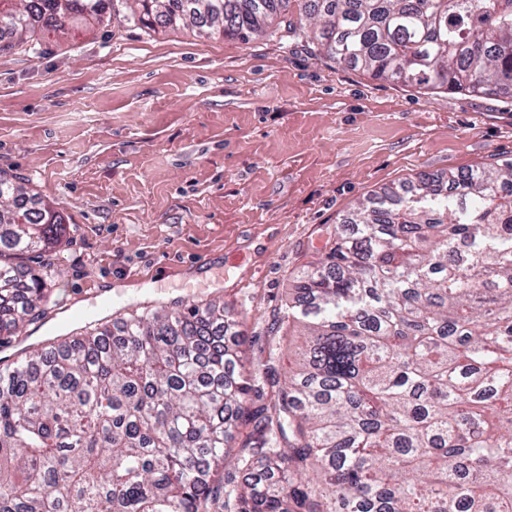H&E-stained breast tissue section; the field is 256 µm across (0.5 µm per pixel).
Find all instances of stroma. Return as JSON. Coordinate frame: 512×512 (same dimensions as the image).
Masks as SVG:
<instances>
[{
	"mask_svg": "<svg viewBox=\"0 0 512 512\" xmlns=\"http://www.w3.org/2000/svg\"><path fill=\"white\" fill-rule=\"evenodd\" d=\"M493 160L512 99L374 80L301 41L116 21L0 54V170L65 218L48 313L9 350L104 317L110 290L121 314L223 303L246 367L286 369L272 313L357 202Z\"/></svg>",
	"mask_w": 512,
	"mask_h": 512,
	"instance_id": "1",
	"label": "stroma"
}]
</instances>
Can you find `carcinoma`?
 Segmentation results:
<instances>
[{
  "label": "carcinoma",
  "instance_id": "carcinoma-1",
  "mask_svg": "<svg viewBox=\"0 0 512 512\" xmlns=\"http://www.w3.org/2000/svg\"><path fill=\"white\" fill-rule=\"evenodd\" d=\"M116 17L245 43L275 21L375 80L512 98V0H0V52ZM17 180L0 171L7 343L49 300L52 264L23 258L63 231ZM350 223L275 315L301 343L258 406L213 303L0 369V512H512V161L421 174Z\"/></svg>",
  "mask_w": 512,
  "mask_h": 512
}]
</instances>
